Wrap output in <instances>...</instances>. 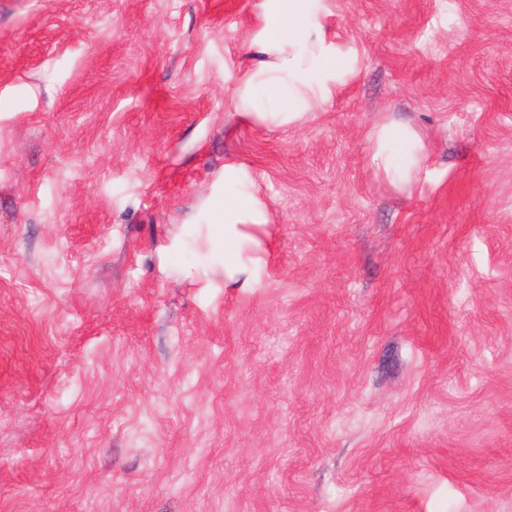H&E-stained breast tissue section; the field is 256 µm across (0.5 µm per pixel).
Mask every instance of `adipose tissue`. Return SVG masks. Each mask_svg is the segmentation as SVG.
Here are the masks:
<instances>
[{"label": "adipose tissue", "instance_id": "adipose-tissue-1", "mask_svg": "<svg viewBox=\"0 0 512 512\" xmlns=\"http://www.w3.org/2000/svg\"><path fill=\"white\" fill-rule=\"evenodd\" d=\"M328 0H263V26L249 44L252 65L241 70L234 113L257 124L291 126L317 111L351 72L339 47L327 36ZM371 164L398 191L419 192L428 151L410 124L388 121L370 135ZM225 193L209 208L215 261L211 275L225 287H254L252 268L263 242L265 210L239 167L224 168Z\"/></svg>", "mask_w": 512, "mask_h": 512}]
</instances>
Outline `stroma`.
I'll list each match as a JSON object with an SVG mask.
<instances>
[{"label": "stroma", "mask_w": 512, "mask_h": 512, "mask_svg": "<svg viewBox=\"0 0 512 512\" xmlns=\"http://www.w3.org/2000/svg\"><path fill=\"white\" fill-rule=\"evenodd\" d=\"M257 3L0 0V512H512V0H331L357 72L289 127L233 112ZM371 164L376 173L398 191L419 192L427 174L428 151L420 133L410 124L388 121L370 135ZM209 208L215 261L208 273L224 277L228 288L254 287L252 268L263 250L259 233L267 222L263 205L239 167L224 166V195L214 196Z\"/></svg>", "instance_id": "1"}]
</instances>
